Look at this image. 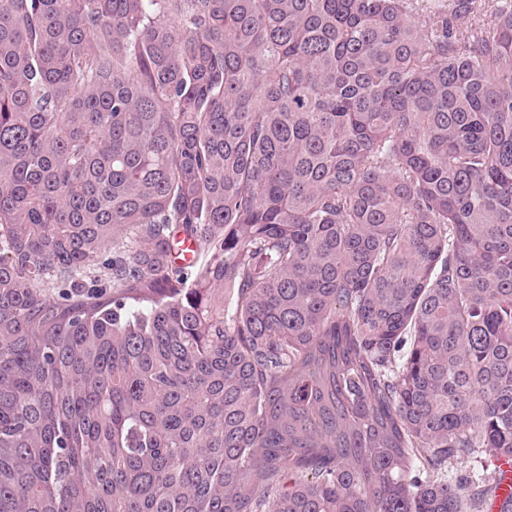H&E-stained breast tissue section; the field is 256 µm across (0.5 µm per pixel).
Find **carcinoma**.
I'll return each mask as SVG.
<instances>
[{
  "instance_id": "cac0c4a2",
  "label": "carcinoma",
  "mask_w": 512,
  "mask_h": 512,
  "mask_svg": "<svg viewBox=\"0 0 512 512\" xmlns=\"http://www.w3.org/2000/svg\"><path fill=\"white\" fill-rule=\"evenodd\" d=\"M320 367L368 452L288 444ZM482 448L512 0H0V512H512Z\"/></svg>"
}]
</instances>
